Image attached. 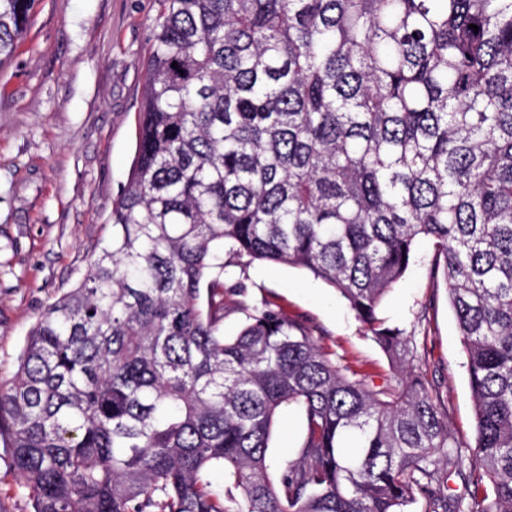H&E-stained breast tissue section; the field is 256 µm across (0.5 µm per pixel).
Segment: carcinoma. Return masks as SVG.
Returning <instances> with one entry per match:
<instances>
[{"label": "carcinoma", "mask_w": 512, "mask_h": 512, "mask_svg": "<svg viewBox=\"0 0 512 512\" xmlns=\"http://www.w3.org/2000/svg\"><path fill=\"white\" fill-rule=\"evenodd\" d=\"M38 2L0 0V68ZM155 3L112 237L0 381L33 512H512V0ZM422 238L462 337L469 461L378 317ZM226 251L333 288L393 381L266 304L224 336ZM289 406L304 433L274 467Z\"/></svg>", "instance_id": "obj_1"}]
</instances>
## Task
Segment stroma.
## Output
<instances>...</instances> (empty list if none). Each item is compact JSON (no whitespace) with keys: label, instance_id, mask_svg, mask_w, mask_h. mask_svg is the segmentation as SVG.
Segmentation results:
<instances>
[{"label":"stroma","instance_id":"1","mask_svg":"<svg viewBox=\"0 0 512 512\" xmlns=\"http://www.w3.org/2000/svg\"><path fill=\"white\" fill-rule=\"evenodd\" d=\"M154 0H40L12 63L0 70V379L39 314L74 288L104 246L136 148ZM420 240L379 315L412 336L459 445L475 446V412L448 289ZM225 335L260 303L303 321L325 351L381 384L391 364L346 301L303 270L227 258ZM0 512H32L0 447Z\"/></svg>","mask_w":512,"mask_h":512}]
</instances>
